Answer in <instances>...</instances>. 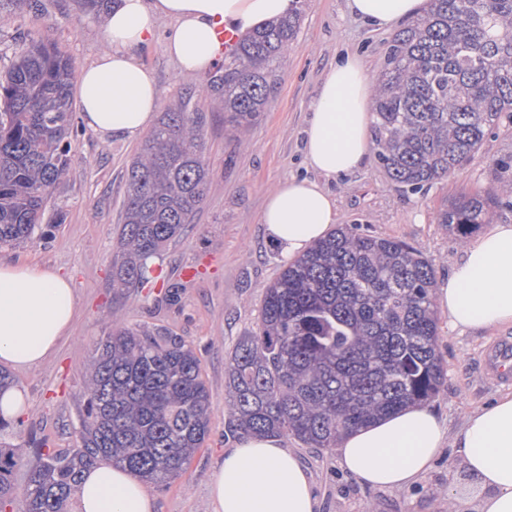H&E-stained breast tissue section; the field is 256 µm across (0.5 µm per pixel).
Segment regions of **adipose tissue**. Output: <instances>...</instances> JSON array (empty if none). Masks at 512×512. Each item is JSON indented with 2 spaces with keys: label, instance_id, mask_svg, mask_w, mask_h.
Here are the masks:
<instances>
[{
  "label": "adipose tissue",
  "instance_id": "obj_1",
  "mask_svg": "<svg viewBox=\"0 0 512 512\" xmlns=\"http://www.w3.org/2000/svg\"><path fill=\"white\" fill-rule=\"evenodd\" d=\"M347 11L374 29L421 15L424 0H345ZM294 0H115L102 30L106 50L80 77L78 97L88 128L134 139L149 127L159 99L151 73L133 55L155 36V20L174 25L165 52L188 74L214 67L223 53L218 29L238 32L287 16ZM373 75L359 57L337 62L322 81L306 130V157L335 177L360 169L370 150ZM336 221L330 194L316 181L290 178L270 192L261 222L285 260L302 255ZM436 301L454 328L512 327V220L470 242ZM75 314L69 278L59 270L0 262V362L44 363L69 332ZM461 461L467 488L450 492L457 512H512V392L471 410L449 434L427 406H411L350 432L337 450L345 471L378 489H399L424 476L444 447ZM80 512H153L145 485L121 468L87 470L77 492ZM210 512H317L310 475L274 438L246 437L224 453L213 475Z\"/></svg>",
  "mask_w": 512,
  "mask_h": 512
}]
</instances>
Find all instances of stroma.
Here are the masks:
<instances>
[{
	"mask_svg": "<svg viewBox=\"0 0 512 512\" xmlns=\"http://www.w3.org/2000/svg\"><path fill=\"white\" fill-rule=\"evenodd\" d=\"M33 9L0 10V72L10 64L22 38L44 37L72 60L75 70L103 53L100 22L81 15L76 0H32ZM300 29L287 58L276 70L277 85L266 112L246 132H224L218 96L201 91V74H187L164 51L170 20L156 22L152 42L134 50L153 75L160 110L185 103L203 119V152L212 183L193 224L168 244L154 264L161 274L143 288L112 285V252L119 229L126 171L140 140L102 139L79 125L72 139L71 174L53 193L48 212L62 210L63 224L26 244L0 248V260L47 264L67 274L77 316L55 355L45 363L14 370V384L27 394L28 408L0 431V441L33 439L45 448L77 447L83 416L85 372L100 343L116 327L163 330L191 345L199 357L211 394L210 432L185 466L166 485H149L155 512H208L207 485L235 444L224 435V370L238 338L252 331L265 291L285 261L260 222L267 193L291 178L318 180L336 203V224L359 225L369 234L407 243L430 260L436 282L447 280L463 255L464 244L436 221L449 197L486 193L512 181V169L497 162L512 158V128L485 137L466 164L419 193L387 176L377 154L342 177L317 176L304 153L310 105L326 71L347 54H359L373 75L385 67L394 31H374L349 15L344 0H303ZM194 279L183 277L186 268ZM437 349L447 380L431 400L449 431L465 415L498 392L512 390V368L489 376L483 361L498 344L512 343V328L491 331L449 329L447 314L437 316ZM308 467L318 512H443L450 487L464 472L453 449H444L434 467L401 490H379L344 472L335 453L311 448L288 437Z\"/></svg>",
	"mask_w": 512,
	"mask_h": 512,
	"instance_id": "35a3bbf8",
	"label": "stroma"
}]
</instances>
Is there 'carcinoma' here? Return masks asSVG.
Listing matches in <instances>:
<instances>
[{
  "label": "carcinoma",
  "mask_w": 512,
  "mask_h": 512,
  "mask_svg": "<svg viewBox=\"0 0 512 512\" xmlns=\"http://www.w3.org/2000/svg\"><path fill=\"white\" fill-rule=\"evenodd\" d=\"M301 16L247 35L202 91L224 101V130H248L275 89ZM71 59L31 38L0 76V248L42 228L71 169ZM372 108L374 145L390 179L413 192L470 161L490 131L512 125V0H430L395 34ZM202 118L164 112L126 176L112 287L151 282L152 262L184 233L211 185ZM498 197L460 194L438 223L466 238ZM434 269L406 243L348 228L313 244L265 292L258 329L229 354L225 435L292 436L333 450L347 432L434 397L447 377L437 352ZM210 392L193 349L166 332L120 327L101 342L87 385L79 447L0 445V510L27 482L21 512H67L82 472L102 460L152 484L185 470L210 424Z\"/></svg>",
  "instance_id": "carcinoma-1"
}]
</instances>
